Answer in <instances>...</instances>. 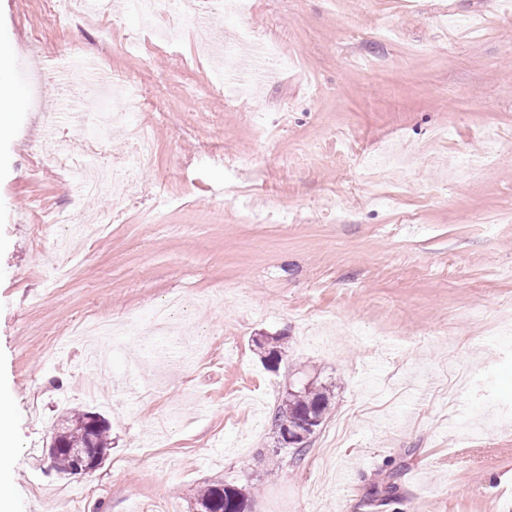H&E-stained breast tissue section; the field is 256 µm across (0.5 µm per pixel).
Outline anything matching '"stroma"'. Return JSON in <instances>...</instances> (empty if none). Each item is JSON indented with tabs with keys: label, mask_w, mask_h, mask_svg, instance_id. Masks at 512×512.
I'll use <instances>...</instances> for the list:
<instances>
[{
	"label": "stroma",
	"mask_w": 512,
	"mask_h": 512,
	"mask_svg": "<svg viewBox=\"0 0 512 512\" xmlns=\"http://www.w3.org/2000/svg\"><path fill=\"white\" fill-rule=\"evenodd\" d=\"M114 2L112 20L77 10L62 31L50 0H0L17 95L0 137L12 512H196L212 483L241 488L249 512H512V0H251L247 22L289 64L237 99L195 36L235 15L159 0L157 24L187 18L170 45ZM87 58L135 95L92 150L77 130ZM144 127L133 198H74L39 162L50 136L119 169ZM106 211L55 281L61 216ZM168 301L187 348L149 336ZM95 317L124 331L107 373L73 340ZM308 383L332 394L298 460L271 418ZM81 410L112 438L85 478L49 463ZM393 470L398 503L371 506Z\"/></svg>",
	"instance_id": "obj_1"
}]
</instances>
